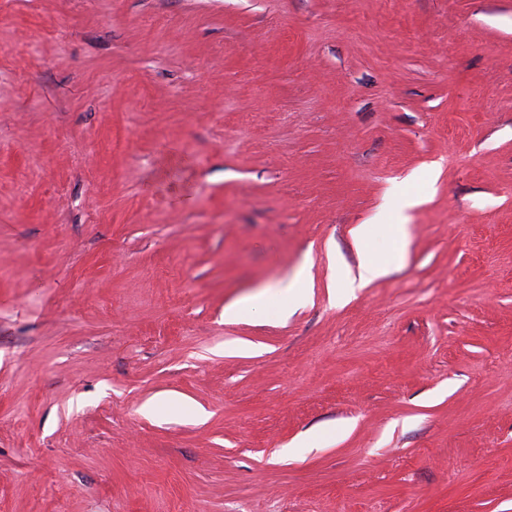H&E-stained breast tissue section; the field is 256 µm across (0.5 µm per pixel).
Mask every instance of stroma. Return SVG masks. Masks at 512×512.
<instances>
[{"label": "stroma", "mask_w": 512, "mask_h": 512, "mask_svg": "<svg viewBox=\"0 0 512 512\" xmlns=\"http://www.w3.org/2000/svg\"><path fill=\"white\" fill-rule=\"evenodd\" d=\"M0 512H512V0H0Z\"/></svg>", "instance_id": "35a3bbf8"}]
</instances>
